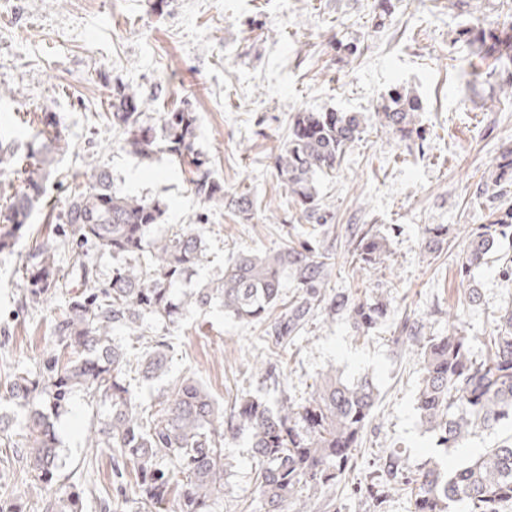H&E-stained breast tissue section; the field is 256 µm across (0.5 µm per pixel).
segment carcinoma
I'll use <instances>...</instances> for the list:
<instances>
[{
    "label": "carcinoma",
    "instance_id": "cac0c4a2",
    "mask_svg": "<svg viewBox=\"0 0 512 512\" xmlns=\"http://www.w3.org/2000/svg\"><path fill=\"white\" fill-rule=\"evenodd\" d=\"M482 60L493 68L486 80L503 74L499 85L512 100V24L470 27L459 32ZM105 122L124 136V147L142 159L166 154L193 167L192 190L205 203L224 205L242 215L252 211L245 194H230L215 180L195 148L198 114L189 107L164 112L160 126L148 121V99L123 83L112 86ZM416 96L403 89L388 95L375 113L378 123L405 140L420 134ZM370 118L357 112L306 110L296 113L288 140L275 160L288 203L300 209L310 227L263 255L241 251L224 272L190 291L179 283L209 262L204 225H181L158 236L165 210L157 201L124 194L112 173L96 165L83 173L82 185L62 205L44 204L45 220L60 228L62 243L71 245L72 262L63 270L54 259L57 241L46 239L19 269L21 303L60 295L65 305L53 323L55 346L38 372L13 368L0 399L24 409L22 418L0 413V442L14 449L0 457V479L32 481L51 490L60 468V440L51 415L76 394L108 404V415L91 424L90 448L112 451L115 475L129 474L131 488L149 512H214L224 491V440L245 435L254 463L255 496L249 512H288L303 494L336 489L355 459L372 420L379 393L364 377L346 383L326 374L311 384L299 403L284 399L271 404L245 394L230 408L218 406L197 381L184 377L159 402L143 400L127 380L133 371L144 380L165 374L170 344L160 336L130 365L129 350L112 342L124 329L136 339L158 325L175 327L194 311L214 305L247 323L266 324L275 362L256 375L288 392L281 365L314 317L324 310L342 315L356 336L367 338L388 313V304L347 292H329L334 253L320 245L328 234L321 212L318 178L336 170L346 149L361 138ZM35 138L38 149L20 157L13 143L0 137V165H20L27 174L24 189L0 208V252L13 251L42 197L52 174L55 155L65 145L64 127L54 112L44 113ZM473 198L489 202L487 223L468 231L459 263L470 276L495 250L500 239L512 238V148L505 149L494 170L476 184ZM448 226L423 233L429 254L442 248ZM112 257V274L98 281L88 247ZM351 260L358 272L384 262L386 239L361 227L352 240ZM301 289L284 301L288 278ZM284 310L272 311L280 304ZM393 342L421 346V383L416 398L421 425L437 438L440 448H462L477 429H512V308L501 310L494 328L483 339L484 353L475 355L472 337L452 317L439 336L425 335L423 321L405 316ZM410 490L414 512H450V504L467 503L469 512H502L512 503V434L483 449L457 468L448 459L431 456L417 467L406 450L386 453L380 472L370 476L364 493L376 504L399 488ZM42 512H83L81 492L42 500Z\"/></svg>",
    "mask_w": 512,
    "mask_h": 512
}]
</instances>
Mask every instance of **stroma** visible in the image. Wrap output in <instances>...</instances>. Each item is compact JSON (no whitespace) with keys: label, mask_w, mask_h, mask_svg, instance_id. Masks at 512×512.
Listing matches in <instances>:
<instances>
[{"label":"stroma","mask_w":512,"mask_h":512,"mask_svg":"<svg viewBox=\"0 0 512 512\" xmlns=\"http://www.w3.org/2000/svg\"><path fill=\"white\" fill-rule=\"evenodd\" d=\"M391 2L386 12L379 0H169L158 11L154 0H0V130L26 152L49 110L60 116L69 142L47 183V200L63 203L74 173L93 163L111 170L119 190L163 204L165 226L207 216L210 261L196 274L199 282L221 275L238 251L277 248L299 226L300 213L285 201L275 169L294 113L368 114L393 89L418 96L423 137L402 140L369 125L319 185L329 217L325 242L337 253L330 288L382 298L389 315L363 339L346 319L317 314L288 358L292 401L331 370L351 382L370 376L380 393L357 468L333 501L315 499V512H377L352 489L383 452L402 447L415 466L435 449L416 411L421 351L392 342L402 314L415 315L427 335L438 336L449 313L460 312L479 354L496 315L512 303V279L501 274L511 238L475 271L481 299L470 308L457 259L465 225L486 220V209L472 201L475 185L512 144V104L494 100L482 78L487 62L457 34L479 21L510 24L512 9L502 0ZM351 45L356 53H348ZM117 80L149 98V120L185 105L198 112L195 146L226 190L252 198L249 216L206 208L168 156L142 160L124 150L121 134L95 119ZM361 224L385 237L388 258L384 267L355 275L347 249L352 227ZM432 224L449 228L436 258L421 247ZM53 235L36 210L14 250L0 253V385L15 364L37 367L53 346L62 297L24 308L17 288L19 266L38 239ZM156 333L170 335L172 359L166 379L143 387L146 397H157L167 379L191 374L224 405L246 392L278 398L273 384L250 376L254 358L271 356L263 325L239 322L214 306ZM96 411L79 394L57 421L62 466L54 490L83 488L84 512H105L103 500L117 484L110 451L86 443ZM224 455L216 512H242L254 496L247 437L225 440Z\"/></svg>","instance_id":"stroma-1"}]
</instances>
